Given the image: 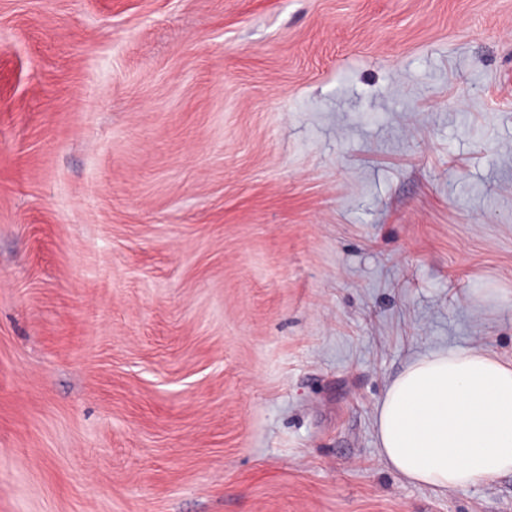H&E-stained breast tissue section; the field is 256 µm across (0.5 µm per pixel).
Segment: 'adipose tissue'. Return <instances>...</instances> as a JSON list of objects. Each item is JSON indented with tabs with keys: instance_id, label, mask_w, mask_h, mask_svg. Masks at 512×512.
<instances>
[{
	"instance_id": "ef3b65f1",
	"label": "adipose tissue",
	"mask_w": 512,
	"mask_h": 512,
	"mask_svg": "<svg viewBox=\"0 0 512 512\" xmlns=\"http://www.w3.org/2000/svg\"><path fill=\"white\" fill-rule=\"evenodd\" d=\"M379 448L404 479L445 492L512 473V362L482 350L410 361L376 412Z\"/></svg>"
}]
</instances>
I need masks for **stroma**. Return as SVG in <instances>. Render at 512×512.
<instances>
[{
  "label": "stroma",
  "instance_id": "obj_1",
  "mask_svg": "<svg viewBox=\"0 0 512 512\" xmlns=\"http://www.w3.org/2000/svg\"><path fill=\"white\" fill-rule=\"evenodd\" d=\"M512 361V0H0V512H512L380 454Z\"/></svg>",
  "mask_w": 512,
  "mask_h": 512
}]
</instances>
